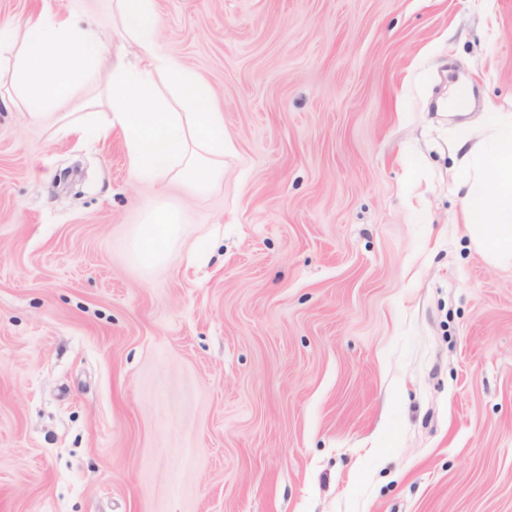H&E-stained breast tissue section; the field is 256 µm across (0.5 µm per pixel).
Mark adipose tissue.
<instances>
[{
  "mask_svg": "<svg viewBox=\"0 0 512 512\" xmlns=\"http://www.w3.org/2000/svg\"><path fill=\"white\" fill-rule=\"evenodd\" d=\"M112 11L120 42L113 53L97 31L45 12L0 25V91L36 123L75 114L80 131L120 128L136 179L176 180L190 194L205 193L224 179L222 108L203 77L154 51L155 0H112ZM98 85L111 111L105 127L74 107L77 89ZM457 150L455 188L469 241L489 263L512 267V113H490L476 133L462 129ZM180 224L177 210L157 205L132 238V254L163 262Z\"/></svg>",
  "mask_w": 512,
  "mask_h": 512,
  "instance_id": "obj_1",
  "label": "adipose tissue"
}]
</instances>
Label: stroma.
<instances>
[{"instance_id": "stroma-1", "label": "stroma", "mask_w": 512, "mask_h": 512, "mask_svg": "<svg viewBox=\"0 0 512 512\" xmlns=\"http://www.w3.org/2000/svg\"><path fill=\"white\" fill-rule=\"evenodd\" d=\"M156 8L224 110L204 195L0 106V512H512V268L453 190L457 125L512 113V0ZM44 11L112 33L0 24ZM181 216L175 209L159 204L144 217L142 225L130 242L134 256L150 265L163 262L168 256L167 244L179 233Z\"/></svg>"}]
</instances>
